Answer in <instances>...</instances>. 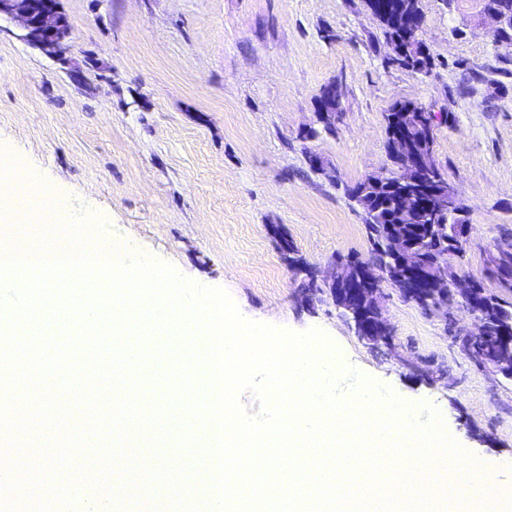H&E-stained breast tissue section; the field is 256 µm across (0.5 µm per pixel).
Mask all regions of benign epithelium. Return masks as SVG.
I'll return each mask as SVG.
<instances>
[{
	"instance_id": "benign-epithelium-1",
	"label": "benign epithelium",
	"mask_w": 512,
	"mask_h": 512,
	"mask_svg": "<svg viewBox=\"0 0 512 512\" xmlns=\"http://www.w3.org/2000/svg\"><path fill=\"white\" fill-rule=\"evenodd\" d=\"M400 10L397 0H373L370 13L387 17ZM14 23L18 38L49 56L65 53L71 36V24L62 11L60 0H0V21ZM405 33L420 34L425 16L408 10L401 19ZM336 88H324L322 105L316 112L317 122L335 126ZM396 144L391 148L395 170L396 201L403 211L428 215V223L461 204L453 185L434 164L432 153L402 144L410 142L404 128H394ZM387 264L369 256L352 265L334 262L323 276L326 291L342 315L353 325L355 334L368 346L377 348L389 342L390 331L383 316L380 300L384 287L399 289L409 301L425 307V311L448 317V302L465 307L473 317L474 328L456 333V343L470 349L473 339L486 333L485 320L479 309L480 292L476 280L448 271V264L436 260L423 264L409 244L403 241L398 227H393L385 244ZM479 367L504 378H512V351L490 352L479 358Z\"/></svg>"
}]
</instances>
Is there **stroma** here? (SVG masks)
<instances>
[{"label":"stroma","mask_w":512,"mask_h":512,"mask_svg":"<svg viewBox=\"0 0 512 512\" xmlns=\"http://www.w3.org/2000/svg\"><path fill=\"white\" fill-rule=\"evenodd\" d=\"M420 6L426 74L389 63L365 0H61L62 57L0 27V147L73 215L101 220L93 239L226 289L248 320L320 329L343 365L434 409L467 456L512 467V381L454 342L451 326L473 325L466 311L449 326L386 288L391 339L372 349L329 297L302 293L331 261L368 257L346 190L392 171L384 115L402 100L437 114L434 161L471 226L452 270L496 287L485 269L512 229V45L496 43L483 0ZM329 85L340 119L306 137ZM177 369L168 353L141 376L144 412L169 424L135 427L132 440L175 468L191 461L183 433L204 427L159 380Z\"/></svg>","instance_id":"35a3bbf8"}]
</instances>
